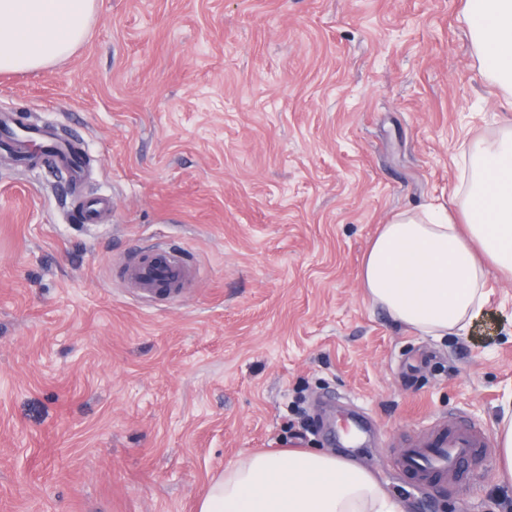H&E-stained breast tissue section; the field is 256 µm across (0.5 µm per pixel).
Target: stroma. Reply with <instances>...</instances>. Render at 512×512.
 Listing matches in <instances>:
<instances>
[{
	"label": "stroma",
	"mask_w": 512,
	"mask_h": 512,
	"mask_svg": "<svg viewBox=\"0 0 512 512\" xmlns=\"http://www.w3.org/2000/svg\"><path fill=\"white\" fill-rule=\"evenodd\" d=\"M465 0H97L85 43L0 73V110L82 138L64 178L0 152V512H196L252 454L369 468L406 512H512L496 453L421 487L390 448L434 418L493 432L512 398V280L460 335L395 322L361 285L381 224L456 209L459 155L512 124ZM178 246L169 303L117 266ZM314 429L287 436L296 415ZM112 208V198L102 195L96 199L82 202L80 212L85 224H96L101 216Z\"/></svg>",
	"instance_id": "stroma-1"
}]
</instances>
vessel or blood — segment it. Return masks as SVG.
<instances>
[{
  "label": "vessel or blood",
  "mask_w": 512,
  "mask_h": 512,
  "mask_svg": "<svg viewBox=\"0 0 512 512\" xmlns=\"http://www.w3.org/2000/svg\"><path fill=\"white\" fill-rule=\"evenodd\" d=\"M32 143L40 146L46 163L64 171L73 184L83 181L85 157L72 142L60 137L53 127L22 126L12 113H0V148L22 160ZM111 207L112 199L107 195L82 202V220L97 223ZM196 273L178 249L138 254L123 271L125 281L141 298L176 297ZM487 452L488 435L480 425L462 419H435L422 433L398 441L391 455L395 465L415 480L455 485L462 483L473 463Z\"/></svg>",
  "instance_id": "obj_1"
}]
</instances>
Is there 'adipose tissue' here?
<instances>
[{"label": "adipose tissue", "mask_w": 512, "mask_h": 512, "mask_svg": "<svg viewBox=\"0 0 512 512\" xmlns=\"http://www.w3.org/2000/svg\"><path fill=\"white\" fill-rule=\"evenodd\" d=\"M96 0H0V73L35 71L85 40ZM486 77L512 110V0H466ZM460 218L442 204L396 213L364 259L370 299L398 323L431 335L466 330L487 302L486 264L512 277V125L463 158ZM494 479L512 487V400L494 425ZM198 512H404L372 472L315 452H261L215 478Z\"/></svg>", "instance_id": "adipose-tissue-1"}]
</instances>
